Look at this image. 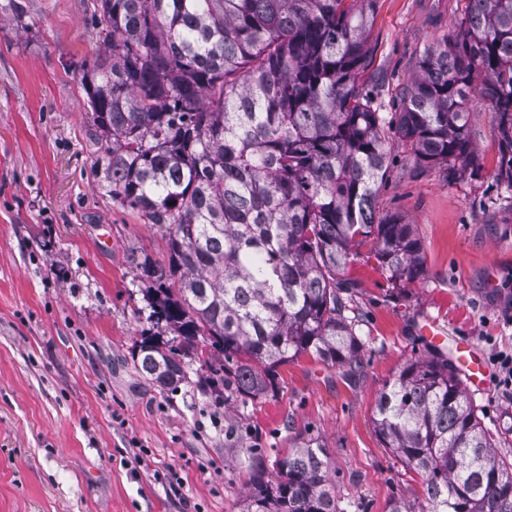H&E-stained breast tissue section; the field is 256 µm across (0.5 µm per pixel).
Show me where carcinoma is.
Instances as JSON below:
<instances>
[{
    "mask_svg": "<svg viewBox=\"0 0 512 512\" xmlns=\"http://www.w3.org/2000/svg\"><path fill=\"white\" fill-rule=\"evenodd\" d=\"M377 0H90L103 51L75 70L112 140V196L168 238L138 266L152 316L224 355V392L273 397L275 369L307 354L353 377L363 343L345 271L359 249L393 288L425 279L401 214L378 217L389 138L448 179L473 164L467 104L495 111L498 179L512 188V0H467L455 35L427 47L398 112L359 82ZM161 389L186 378L175 348L139 344ZM385 445L420 476L431 512H512V461L446 359L407 360L380 393ZM242 512H345L320 447L276 461L248 450Z\"/></svg>",
    "mask_w": 512,
    "mask_h": 512,
    "instance_id": "1",
    "label": "carcinoma"
}]
</instances>
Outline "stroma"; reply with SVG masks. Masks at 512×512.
Wrapping results in <instances>:
<instances>
[{"label": "stroma", "instance_id": "35a3bbf8", "mask_svg": "<svg viewBox=\"0 0 512 512\" xmlns=\"http://www.w3.org/2000/svg\"><path fill=\"white\" fill-rule=\"evenodd\" d=\"M26 28L0 0V512H241L247 453L285 457L322 446L347 512H425L419 477L383 445L376 404L410 357L447 353L424 328L471 339L485 355L512 347V188L500 137L472 96L475 165L448 179L392 142L377 213L414 224L427 276L395 289L374 263L350 262L364 368L342 376L302 355L277 369L276 397L225 400L224 363L190 353L170 390L135 366L143 336L176 344L151 319L153 279L134 257L168 261L167 239L112 197L106 142L94 134L73 68L100 50L87 0H26ZM466 0H377L360 82L385 111L425 47L444 40ZM483 425L512 458V399L472 392ZM242 436L224 441V425Z\"/></svg>", "mask_w": 512, "mask_h": 512}]
</instances>
